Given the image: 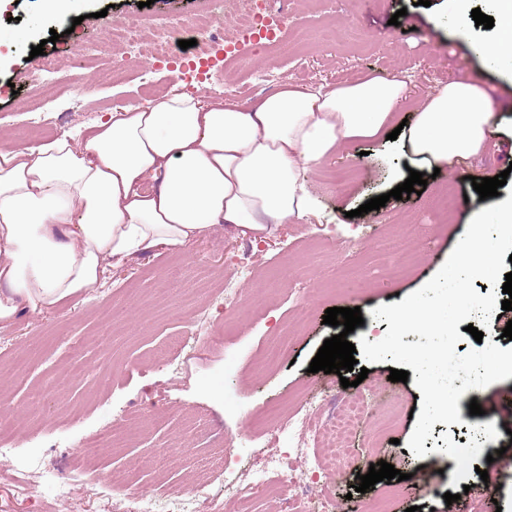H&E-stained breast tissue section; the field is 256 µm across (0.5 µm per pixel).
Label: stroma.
<instances>
[{"mask_svg": "<svg viewBox=\"0 0 512 512\" xmlns=\"http://www.w3.org/2000/svg\"><path fill=\"white\" fill-rule=\"evenodd\" d=\"M75 0L72 17L42 15L38 0H15L0 15V40L16 43L10 64L0 66V146H33L55 131L30 129L29 112L58 117L57 131L95 122L120 103L156 104L147 85L164 94L194 92L197 79L171 69L145 68L135 49L121 45L72 63L76 45L109 42L113 24L135 18L151 38L155 23L210 14L228 18L235 0ZM288 26L282 43L264 47L254 35L239 37V57L218 56L206 82L214 99L225 98V80L240 82L235 97L247 100L276 90L287 80L305 89L324 83L345 85L376 74L406 78L413 99L395 112L394 123L413 119L427 95L453 80L478 83L500 101L502 129L486 153L459 163L452 174L428 180L422 194L389 200L385 207L357 215L367 200L394 189L411 155L402 140L358 141L307 174L313 210L300 224L281 225L263 242L216 229L195 242L187 254L154 250L110 269L100 288L47 312L22 311L0 323V410L15 414L16 427L0 436L11 448L0 458V512H67L58 485L88 468L107 475L129 472L138 491L176 497L187 488L207 485L211 500L196 512H281L278 496L260 494L243 504L224 489L213 470L216 452L234 468H247L261 453L288 454L287 432L270 409L288 415L310 404L330 417L343 400L360 397L366 414L348 449V462L319 482L341 512H373L384 495L391 512H458L445 493L462 495L470 512H512V408L494 409L512 379L462 396L459 423H436L424 443L428 453L408 451L421 409L414 382L389 379V363L370 364L366 379L349 372L351 387L337 374L309 372L311 360L336 329L324 324L332 307L360 308L364 323L347 339L376 341L388 329L373 309L398 303L423 287L442 267L467 229L476 208L497 205L512 195V175L498 197L480 199L471 178L488 169L506 171L512 151V65L487 67L468 56L475 43L495 37V29L475 24L458 28L452 0H288ZM419 20L415 34L400 35L390 19L397 10ZM80 24H73V17ZM59 33L55 47L59 78L45 76L32 46ZM24 74L19 91L10 83ZM468 201L449 212L446 223L431 214V200L444 184ZM236 275L241 289L237 308L224 306L221 277ZM311 310L299 320L297 302ZM185 337L183 350L156 359L172 336ZM292 340L286 357L268 360L269 348L282 336ZM68 378L67 392L31 409L27 399L37 387ZM484 415H470L471 401ZM493 424L497 439L483 441L476 472L453 484L457 461L436 446L443 433L455 444L469 442L475 425ZM497 468L482 480L488 456ZM384 461L395 469L427 479L426 488L403 492L400 482L384 480L367 492L355 491L358 475ZM481 487L483 498L464 491Z\"/></svg>", "mask_w": 512, "mask_h": 512, "instance_id": "obj_1", "label": "stroma"}]
</instances>
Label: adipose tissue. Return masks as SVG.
<instances>
[{"label":"adipose tissue","mask_w":512,"mask_h":512,"mask_svg":"<svg viewBox=\"0 0 512 512\" xmlns=\"http://www.w3.org/2000/svg\"><path fill=\"white\" fill-rule=\"evenodd\" d=\"M489 64L512 56V0H495ZM412 96L369 77L315 90L290 81L245 101L174 93L126 104L35 146L0 147V322L98 288L110 266L153 247L185 253L225 226L260 240L312 209L306 175L359 140L381 137ZM499 106L456 80L428 97L404 137L428 168L481 156Z\"/></svg>","instance_id":"obj_1"}]
</instances>
